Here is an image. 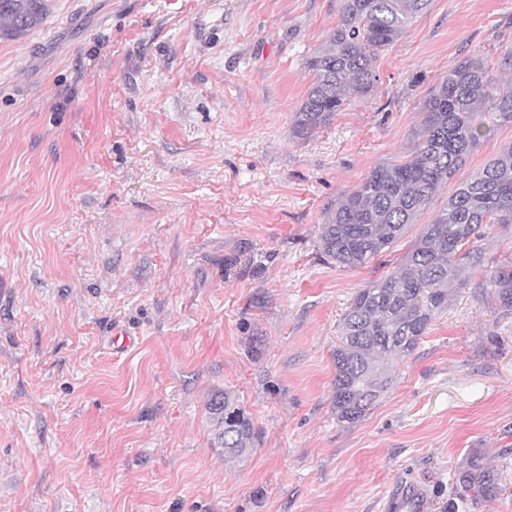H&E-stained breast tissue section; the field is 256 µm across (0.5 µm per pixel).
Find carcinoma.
<instances>
[{"label": "carcinoma", "mask_w": 512, "mask_h": 512, "mask_svg": "<svg viewBox=\"0 0 512 512\" xmlns=\"http://www.w3.org/2000/svg\"><path fill=\"white\" fill-rule=\"evenodd\" d=\"M429 0H343L326 44L310 55L311 78L292 132L308 137L327 126L352 95L366 97L379 81L375 62L402 36ZM49 0H0V38H17L43 24ZM489 107L495 124L512 125V90L492 84L483 61L469 57L422 101L413 151L396 164H380L322 225L324 256L356 268L391 248L439 187L462 168L483 136L476 122ZM496 224H512V145L461 180L448 203L424 225L402 262L360 289L341 320L344 347L334 353L332 404L339 421L353 423L390 388L393 359L416 350L428 325L448 307L459 272L481 264L478 243ZM482 284L498 309L512 314V263L483 269ZM224 457L253 449L255 426L232 393L207 402ZM459 486L482 497L498 494L491 471L473 461Z\"/></svg>", "instance_id": "carcinoma-1"}]
</instances>
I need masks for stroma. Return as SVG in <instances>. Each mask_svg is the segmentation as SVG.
<instances>
[{"mask_svg": "<svg viewBox=\"0 0 512 512\" xmlns=\"http://www.w3.org/2000/svg\"><path fill=\"white\" fill-rule=\"evenodd\" d=\"M342 0H51L0 40V512H512V315L464 270L360 420L332 405L339 325L447 204L390 249L325 257L321 226L414 145L460 61L512 50V0H431L371 96L291 128ZM512 144L480 137L462 175ZM130 336L128 347L115 332ZM258 430L225 460L206 403ZM490 468L487 499L459 471Z\"/></svg>", "mask_w": 512, "mask_h": 512, "instance_id": "1", "label": "stroma"}]
</instances>
